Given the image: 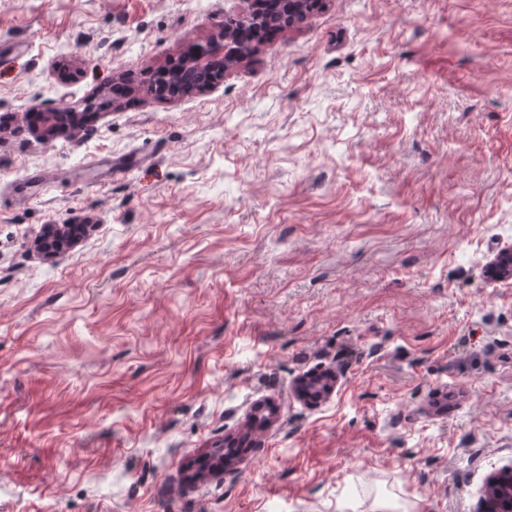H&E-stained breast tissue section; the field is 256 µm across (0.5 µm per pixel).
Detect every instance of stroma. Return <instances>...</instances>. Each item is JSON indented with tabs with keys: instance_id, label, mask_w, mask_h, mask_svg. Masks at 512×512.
I'll return each instance as SVG.
<instances>
[{
	"instance_id": "obj_1",
	"label": "stroma",
	"mask_w": 512,
	"mask_h": 512,
	"mask_svg": "<svg viewBox=\"0 0 512 512\" xmlns=\"http://www.w3.org/2000/svg\"><path fill=\"white\" fill-rule=\"evenodd\" d=\"M252 7L0 0V512H477L512 466V0H326L139 92ZM80 230L81 233L84 232L82 238L89 233L92 229L91 224L87 225H78L75 224H48L44 226V229L41 235L35 240V249L38 253L42 254L45 257H52L58 253L60 250V246H63L62 249H70L72 247H65L67 244H72L77 240L78 236H75V232ZM51 243L54 241L57 246V250L54 249L49 250L46 246L45 242ZM339 368H329V370L322 375H311L307 378L302 379L299 382L298 392L303 394H311L312 392H316L313 396L321 397L326 396L329 397L336 388V383L338 380Z\"/></svg>"
}]
</instances>
